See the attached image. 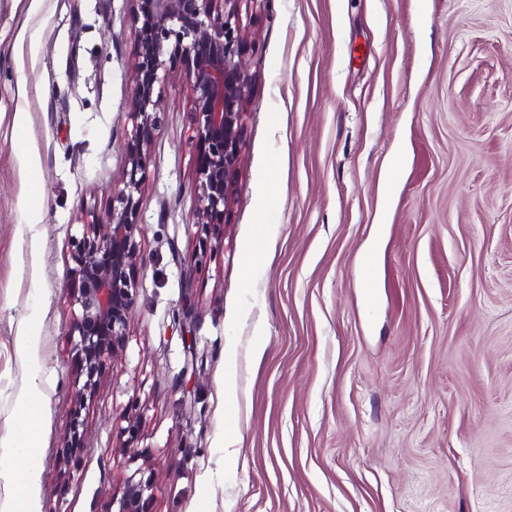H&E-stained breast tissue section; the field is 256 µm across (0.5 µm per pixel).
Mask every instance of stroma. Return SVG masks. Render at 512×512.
<instances>
[{"label": "stroma", "mask_w": 512, "mask_h": 512, "mask_svg": "<svg viewBox=\"0 0 512 512\" xmlns=\"http://www.w3.org/2000/svg\"><path fill=\"white\" fill-rule=\"evenodd\" d=\"M238 9L234 203L195 225L174 57L136 301L66 458L75 245L125 167L140 22L0 0V512H112L132 476L147 512H512V0Z\"/></svg>", "instance_id": "1"}]
</instances>
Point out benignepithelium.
<instances>
[{
	"label": "benign epithelium",
	"instance_id": "obj_1",
	"mask_svg": "<svg viewBox=\"0 0 512 512\" xmlns=\"http://www.w3.org/2000/svg\"><path fill=\"white\" fill-rule=\"evenodd\" d=\"M130 2L142 18L129 103L132 134L112 210L102 217L91 215L77 245L70 306L78 313L71 336L85 380L71 412L66 455L83 448L84 400L95 391L102 365L122 346L135 303L133 271L143 265L138 242L143 233L141 189L150 163L147 146L162 124L155 84L167 58L179 53L188 61L185 79L194 97L198 147L195 225L203 230L225 223L243 146L249 80L242 62L239 0ZM151 493L150 482L129 478L115 512H145Z\"/></svg>",
	"mask_w": 512,
	"mask_h": 512
}]
</instances>
